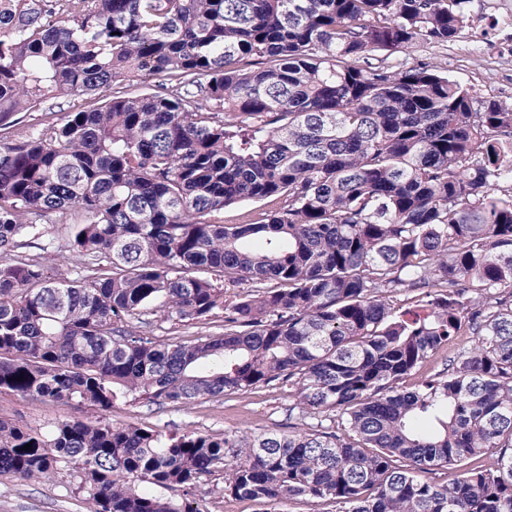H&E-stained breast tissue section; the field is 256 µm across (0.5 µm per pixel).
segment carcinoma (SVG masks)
<instances>
[{"mask_svg":"<svg viewBox=\"0 0 512 512\" xmlns=\"http://www.w3.org/2000/svg\"><path fill=\"white\" fill-rule=\"evenodd\" d=\"M467 2L0 0V127L41 113L0 134V394L101 415L277 383L298 420L256 437L0 419V475L72 463L92 512H202L176 492L215 473L270 512H512V109L379 57L452 41ZM61 97L102 105L48 117ZM245 200L270 209L211 221ZM59 217L73 279L47 274L51 238L15 254ZM219 309L218 335L154 334L157 314ZM464 331L446 371L401 388Z\"/></svg>","mask_w":512,"mask_h":512,"instance_id":"cac0c4a2","label":"carcinoma"}]
</instances>
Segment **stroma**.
Instances as JSON below:
<instances>
[{
  "label": "stroma",
  "mask_w": 512,
  "mask_h": 512,
  "mask_svg": "<svg viewBox=\"0 0 512 512\" xmlns=\"http://www.w3.org/2000/svg\"><path fill=\"white\" fill-rule=\"evenodd\" d=\"M509 11L512 0H469L466 23L456 41L421 43L406 52L392 50L386 54L387 62L396 67L418 61L430 63L471 87L476 101L493 99L512 108V55L491 53L485 46L486 40L504 38L505 33L496 21ZM292 403L287 389L269 386L230 391L189 405H155L128 398L118 401L106 417L115 423L142 424L168 434L195 430L260 436L291 431L295 419L288 409ZM93 415L90 407L75 401L32 402L13 394H0V418L34 429L58 420H84ZM188 497L201 512L262 510L259 503L226 495L220 476L190 490ZM0 512H89V504L79 489L73 464L63 462L55 478L46 483H26L0 476Z\"/></svg>",
  "instance_id": "obj_1"
}]
</instances>
